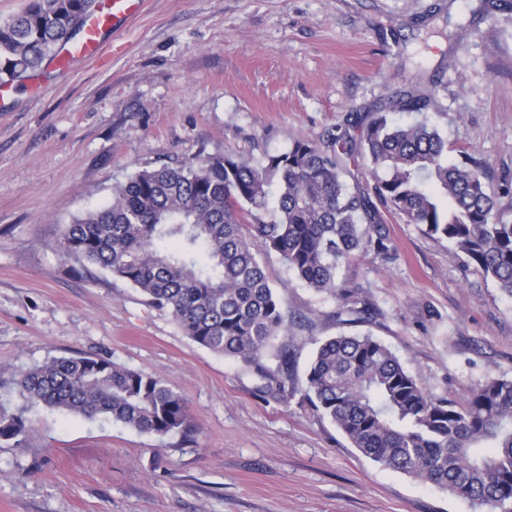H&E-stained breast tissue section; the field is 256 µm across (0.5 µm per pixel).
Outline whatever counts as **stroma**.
Listing matches in <instances>:
<instances>
[{
    "label": "stroma",
    "instance_id": "stroma-1",
    "mask_svg": "<svg viewBox=\"0 0 512 512\" xmlns=\"http://www.w3.org/2000/svg\"><path fill=\"white\" fill-rule=\"evenodd\" d=\"M480 0H145L79 65L0 112V381L46 360L97 354L182 394L193 438H158L40 409L26 449L0 447V512H474L384 468L297 400L260 397L241 364L98 267L63 259L67 224L143 168L195 155L252 161L293 138L358 135L368 110L437 75L430 120L448 157L466 148L512 179V7ZM394 259L346 264L339 282L379 312L360 325L434 395L462 401L512 377V299L451 244L382 214ZM270 283L290 313L298 366L310 335L338 334L336 298L277 256Z\"/></svg>",
    "mask_w": 512,
    "mask_h": 512
}]
</instances>
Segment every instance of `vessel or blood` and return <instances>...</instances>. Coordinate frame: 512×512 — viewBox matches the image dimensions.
<instances>
[{"label": "vessel or blood", "instance_id": "obj_1", "mask_svg": "<svg viewBox=\"0 0 512 512\" xmlns=\"http://www.w3.org/2000/svg\"><path fill=\"white\" fill-rule=\"evenodd\" d=\"M142 0H94L86 14L77 40L66 44L51 60L47 72L28 77L24 82L0 85V107L6 101L25 94L32 96L48 83L53 73L66 71L87 60L98 58L103 37L119 29L138 11Z\"/></svg>", "mask_w": 512, "mask_h": 512}]
</instances>
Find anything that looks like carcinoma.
Instances as JSON below:
<instances>
[{"instance_id":"1","label":"carcinoma","mask_w":512,"mask_h":512,"mask_svg":"<svg viewBox=\"0 0 512 512\" xmlns=\"http://www.w3.org/2000/svg\"><path fill=\"white\" fill-rule=\"evenodd\" d=\"M92 3L28 0L0 20V80L38 71L79 33ZM423 80L379 104L358 141L331 130L322 146L297 137L256 163L222 154L139 170L106 206L66 226L60 254L138 289L194 343L247 367L259 392L299 397L383 467L483 512H512V378H488L461 402L438 398L369 333L310 337L300 376L288 343L294 317L262 265V256H279L303 285L337 298L336 324L367 323L374 304L341 287L338 274L369 252L393 259L382 207L448 240L512 297V182H494L464 150L448 161ZM394 112L417 119L398 124ZM358 156L369 192L344 179ZM12 389L23 404L0 403V445L9 448L29 446V413L40 406L160 438L196 430L180 393L108 357H55L22 371Z\"/></svg>"}]
</instances>
